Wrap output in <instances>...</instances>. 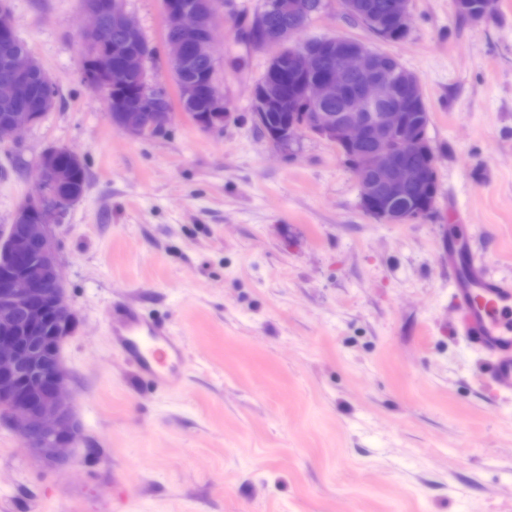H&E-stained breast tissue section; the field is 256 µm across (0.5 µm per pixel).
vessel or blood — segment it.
<instances>
[{
    "label": "vessel or blood",
    "mask_w": 512,
    "mask_h": 512,
    "mask_svg": "<svg viewBox=\"0 0 512 512\" xmlns=\"http://www.w3.org/2000/svg\"><path fill=\"white\" fill-rule=\"evenodd\" d=\"M448 272L455 312L453 333L487 358L491 385L499 394L511 396L512 280L470 259L456 236L448 239ZM112 335L122 352L157 384L175 382L183 348L171 328L128 307L118 310Z\"/></svg>",
    "instance_id": "vessel-or-blood-1"
}]
</instances>
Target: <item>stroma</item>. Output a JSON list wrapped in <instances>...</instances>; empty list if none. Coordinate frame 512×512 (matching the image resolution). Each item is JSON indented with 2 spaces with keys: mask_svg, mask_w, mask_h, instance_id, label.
<instances>
[{
  "mask_svg": "<svg viewBox=\"0 0 512 512\" xmlns=\"http://www.w3.org/2000/svg\"><path fill=\"white\" fill-rule=\"evenodd\" d=\"M262 2L216 3L223 131L177 105L137 139L83 80V0H9L56 85L46 119L0 142V226L37 193L46 149L78 153L87 186L53 227L80 438L46 467L0 418V512H512V400L450 334L448 285L458 222L512 275V0L478 23L454 0H410L398 41L326 0L302 32L364 41L420 78L439 193L406 224L363 210L332 143L269 148L252 93L271 51L237 36ZM123 4L156 51L152 82L176 95L161 0ZM123 304L174 330L172 386L113 346Z\"/></svg>",
  "mask_w": 512,
  "mask_h": 512,
  "instance_id": "obj_1",
  "label": "stroma"
}]
</instances>
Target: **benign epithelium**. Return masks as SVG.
Segmentation results:
<instances>
[{
  "mask_svg": "<svg viewBox=\"0 0 512 512\" xmlns=\"http://www.w3.org/2000/svg\"><path fill=\"white\" fill-rule=\"evenodd\" d=\"M215 0H164L165 32L177 37L165 40V52L178 82L181 107L205 95L213 113L189 115L204 131H221L228 116L224 92L213 80L191 77L197 56L213 57ZM293 12L310 18L304 0H264L260 16L246 27V36L257 45L277 51L253 90L254 119L263 125L265 114L283 107V83L292 72L307 75L315 70L317 45L296 44L297 33L285 27L277 34H262V16L270 12ZM91 23L82 38L92 45L95 63L84 80L102 88L111 82L112 69L136 81L134 95L112 100V125L133 138H150L164 132L173 112L168 95L151 84L146 64L153 49L120 0H91L87 4ZM393 23L405 35L410 29L409 0H397ZM124 35L121 41H105V27ZM15 37L7 0H0V41ZM333 65L320 78L303 83L300 97L307 106L288 133L275 131L267 137L270 147L288 151L298 133L306 131L343 147L341 154L357 180L362 208L384 224L409 223L426 216L416 211L399 219L391 204L402 199L413 186H424L436 176L435 161L427 168L414 167L408 152L418 142V132L409 124L405 103L395 86L415 91L421 80L412 72H394L383 62V54L349 38L332 37L325 43ZM9 76L0 82V101L16 107L0 124V140L34 126L53 109V100L36 98L32 75L40 70L28 49L4 58ZM359 79L356 91L345 92L350 78ZM339 99V112H328L325 104ZM81 162L78 155L49 149L37 159L40 193L16 209L13 221L0 227V413L12 423L25 449L48 466L68 461L67 450L76 438L72 403L67 395L68 373L61 358L62 336H47L44 328L53 322L61 327L74 322V313L62 286L58 246L51 226L60 222L65 209L80 195L66 189L68 169Z\"/></svg>",
  "mask_w": 512,
  "mask_h": 512,
  "instance_id": "benign-epithelium-1",
  "label": "benign epithelium"
}]
</instances>
